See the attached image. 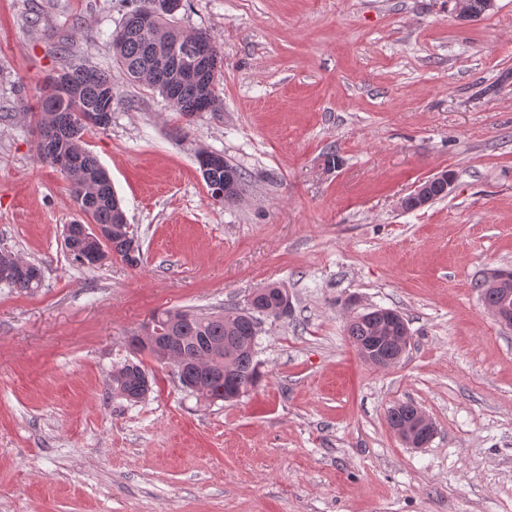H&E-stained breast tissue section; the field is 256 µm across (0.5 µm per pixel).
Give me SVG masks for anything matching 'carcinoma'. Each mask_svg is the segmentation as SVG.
<instances>
[{
	"label": "carcinoma",
	"instance_id": "carcinoma-1",
	"mask_svg": "<svg viewBox=\"0 0 512 512\" xmlns=\"http://www.w3.org/2000/svg\"><path fill=\"white\" fill-rule=\"evenodd\" d=\"M144 11L155 13V23L144 27L138 15ZM174 12L165 9L164 0H135V7L124 18L120 29L112 38L113 57L131 82L145 85L172 97L171 105L183 117L192 120L204 112L218 110L216 85L220 81L223 55L216 40L205 32L185 34L169 23ZM200 42L208 46L217 57V67L199 81H184L177 77L167 64L163 52L176 53L185 46ZM63 79L57 86L48 85V90L36 100L35 112L31 117L35 127L53 130L51 148L36 145L39 160L55 165V154L71 157V166L64 170L71 190L73 205L87 202L90 205V218L96 224L114 228L112 237L104 244V252L109 257H117L131 267L142 261V253L129 258L127 232L120 230V208L111 179L97 157L86 148L85 132L95 127L93 123L65 124L64 118L70 115H89L112 108V73L103 71L88 61L68 62L61 68ZM210 180L214 184H242L243 176L239 168L227 160L210 170ZM24 262L29 266L25 278L11 288L24 294H33L41 287L42 267L25 261L8 250L0 251L1 264ZM485 307L491 309L508 300L512 306V273L503 276L491 275L476 284ZM283 288L266 285L254 301L247 302L244 308L228 307L220 313H201L190 309L165 310L152 316L154 327L164 334L175 336L173 342L176 358L189 367L200 350L205 348L213 355L224 354V342L235 340L232 346V380L236 381L237 392L219 393V385L201 380V385L209 389L219 400L235 401L246 395L261 379L259 364L255 360L257 343L252 337L259 333V315L277 318L286 313L280 308ZM402 327L387 318L365 313L356 316L347 325V334L359 355L374 347L383 357L394 355L388 336ZM146 372L141 363L128 360L112 367V393L131 403H138L146 397V390L140 374Z\"/></svg>",
	"mask_w": 512,
	"mask_h": 512
}]
</instances>
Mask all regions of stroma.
<instances>
[{
  "label": "stroma",
  "mask_w": 512,
  "mask_h": 512,
  "mask_svg": "<svg viewBox=\"0 0 512 512\" xmlns=\"http://www.w3.org/2000/svg\"><path fill=\"white\" fill-rule=\"evenodd\" d=\"M132 7L0 0V250L44 267L35 294L0 284V512H512V328L476 286L512 270V0L470 22L451 0H187L175 26L224 54L220 106L192 122L114 62ZM62 44L112 73V123L84 140L138 267L63 246L78 214L28 116ZM203 149L242 170L238 202L211 198ZM445 171L446 197L404 208ZM272 283L291 310L262 319L236 402L127 345L153 313ZM379 307L411 332L385 368L346 334ZM133 357L138 403L109 385ZM402 401L434 422L427 447L390 429Z\"/></svg>",
  "instance_id": "35a3bbf8"
}]
</instances>
